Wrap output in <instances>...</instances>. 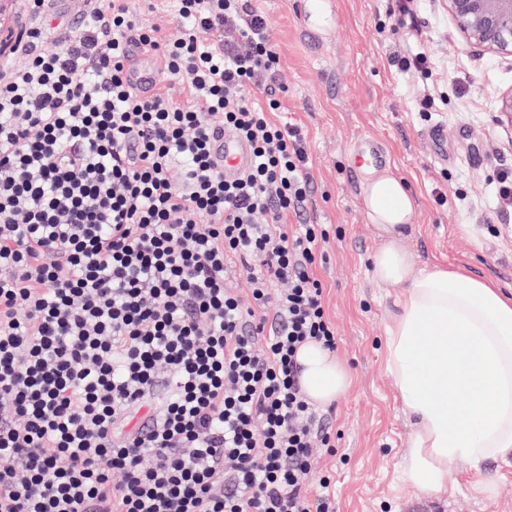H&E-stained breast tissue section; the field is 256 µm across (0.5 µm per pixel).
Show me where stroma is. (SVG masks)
<instances>
[{
  "label": "stroma",
  "instance_id": "1",
  "mask_svg": "<svg viewBox=\"0 0 512 512\" xmlns=\"http://www.w3.org/2000/svg\"><path fill=\"white\" fill-rule=\"evenodd\" d=\"M309 0H253L279 54L284 91L273 121L302 131L311 178L304 219L325 225L316 268L336 326V356L352 384L322 411L336 432L335 454L316 449L306 481L332 512H512V454L480 465L457 461L448 490L425 493L401 480L411 427L385 364V336L397 288L377 285L371 256L382 241L349 170L351 146L373 139L386 169L417 200L404 245L418 263L467 266L512 293V210L496 194V173L512 168V127L495 122L497 95L512 88V61L479 57L456 35L440 0H418V45L438 76L405 73L394 54L409 42L390 0H325L327 33L316 38ZM138 23L170 35L182 27L169 0H129ZM444 132L440 151L426 139ZM329 478L321 488L320 478Z\"/></svg>",
  "mask_w": 512,
  "mask_h": 512
}]
</instances>
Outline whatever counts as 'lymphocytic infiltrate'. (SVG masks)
<instances>
[{
    "mask_svg": "<svg viewBox=\"0 0 512 512\" xmlns=\"http://www.w3.org/2000/svg\"><path fill=\"white\" fill-rule=\"evenodd\" d=\"M173 7L174 38L85 0L0 51V512H329L302 478L335 438L297 353L336 327L324 233L289 221L310 176L270 118L279 58L250 0ZM227 131L252 150L233 181L211 152ZM158 64L153 52L148 51L139 60L131 63L129 77L132 83L141 91L150 93L156 79Z\"/></svg>",
    "mask_w": 512,
    "mask_h": 512,
    "instance_id": "lymphocytic-infiltrate-1",
    "label": "lymphocytic infiltrate"
}]
</instances>
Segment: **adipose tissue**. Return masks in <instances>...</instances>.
Returning <instances> with one entry per match:
<instances>
[{
  "mask_svg": "<svg viewBox=\"0 0 512 512\" xmlns=\"http://www.w3.org/2000/svg\"><path fill=\"white\" fill-rule=\"evenodd\" d=\"M362 197L382 239L371 257L374 280L400 288L385 358L413 423L401 479L444 492L457 460L477 466L512 452V296L465 268L418 264L403 245L415 202L402 179L376 173ZM297 360L312 403L330 404L349 389L348 371L321 344H304Z\"/></svg>",
  "mask_w": 512,
  "mask_h": 512,
  "instance_id": "adipose-tissue-1",
  "label": "adipose tissue"
}]
</instances>
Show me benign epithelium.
I'll list each match as a JSON object with an SVG mask.
<instances>
[{"mask_svg": "<svg viewBox=\"0 0 512 512\" xmlns=\"http://www.w3.org/2000/svg\"><path fill=\"white\" fill-rule=\"evenodd\" d=\"M461 41L475 54L512 59V0H443ZM498 121L512 126V88L498 95Z\"/></svg>", "mask_w": 512, "mask_h": 512, "instance_id": "7a95c632", "label": "benign epithelium"}]
</instances>
